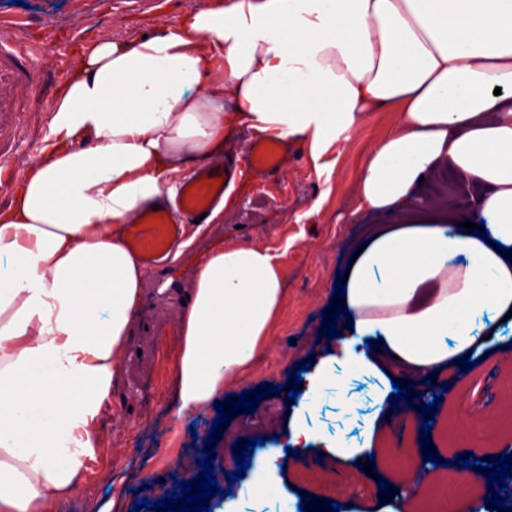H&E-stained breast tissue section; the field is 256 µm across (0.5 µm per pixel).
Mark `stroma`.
Segmentation results:
<instances>
[{
    "mask_svg": "<svg viewBox=\"0 0 512 512\" xmlns=\"http://www.w3.org/2000/svg\"><path fill=\"white\" fill-rule=\"evenodd\" d=\"M208 0H0V33L29 51L34 66L22 79L0 80V156L13 168L35 161L44 144L59 90L76 62L80 47L97 37L135 41L155 29L175 23L182 15L203 8ZM392 111L372 113L362 131L345 144L330 180L319 179L304 152L288 158L269 186L243 196L226 210L220 223L209 225L193 249L209 252L213 239L225 245L271 248L284 270L285 299L268 345L249 371L224 390L229 400L260 385L275 386L252 415L230 411L222 424L213 474L221 494L210 497V512H224L229 496V467L225 457L236 455L245 436L238 430L247 419L262 418L276 408V431L286 430L292 411L281 391L294 365L308 363L324 351V330L333 315L334 282L346 271L353 244L371 225L395 224L389 211L359 209L357 182L367 152L395 124ZM145 304L135 319L130 345L140 347L143 358L122 364L112 401L95 445V458L87 464L76 488L81 512H134L141 501L158 502L178 491L201 471L205 439L218 413L207 406L193 414H179L173 364L180 347L178 316L182 300L159 298L151 280H144ZM492 346L484 361L469 376L458 380L440 372L438 383L448 384L436 407L430 446L440 461L427 479L453 483L451 465L458 452L475 449L482 457L495 455L479 428L470 427L471 410L498 414L512 408V331ZM379 381L353 376L344 395L328 386L318 409L310 417L324 436L342 437L351 444L364 439L371 422ZM278 474L279 490L240 502L239 512H284L288 497L297 503L333 500V485H341L359 504L372 512L377 480L402 481L412 461L400 457L393 465L379 464L373 473L327 458L311 463L308 456L284 457Z\"/></svg>",
    "mask_w": 512,
    "mask_h": 512,
    "instance_id": "obj_1",
    "label": "stroma"
}]
</instances>
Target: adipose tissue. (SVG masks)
Instances as JSON below:
<instances>
[{
    "label": "adipose tissue",
    "mask_w": 512,
    "mask_h": 512,
    "mask_svg": "<svg viewBox=\"0 0 512 512\" xmlns=\"http://www.w3.org/2000/svg\"><path fill=\"white\" fill-rule=\"evenodd\" d=\"M398 121L364 159L361 207L394 209L351 258L331 351L303 375L286 433L237 491L274 490L285 449L390 458L308 422L328 385L391 381L485 355L512 327V0H212L132 42L85 46L37 160L0 206V512H46L78 483L112 398L144 270L123 226L246 130L300 142L317 175L371 113ZM491 186L472 234L418 199L441 164ZM270 248L213 251L180 315V411L223 394L264 348L284 302Z\"/></svg>",
    "instance_id": "1"
}]
</instances>
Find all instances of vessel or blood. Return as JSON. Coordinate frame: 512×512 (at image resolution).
I'll return each mask as SVG.
<instances>
[{
    "instance_id": "vessel-or-blood-1",
    "label": "vessel or blood",
    "mask_w": 512,
    "mask_h": 512,
    "mask_svg": "<svg viewBox=\"0 0 512 512\" xmlns=\"http://www.w3.org/2000/svg\"><path fill=\"white\" fill-rule=\"evenodd\" d=\"M289 152L285 141H256L248 149L245 168L229 164L200 166L180 185L175 200L157 202V217L150 219L142 213L127 224L126 246L137 252L144 264L162 265L165 256L181 240L184 224L210 213L225 190L242 178H249L254 187H261L281 169Z\"/></svg>"
}]
</instances>
